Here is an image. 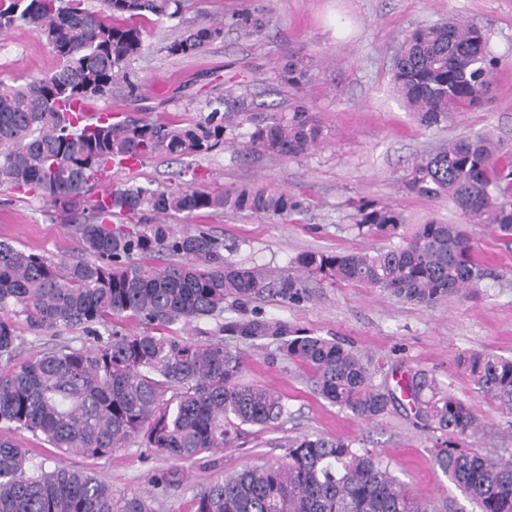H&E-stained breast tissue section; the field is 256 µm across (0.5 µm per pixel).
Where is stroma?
Returning a JSON list of instances; mask_svg holds the SVG:
<instances>
[{
	"mask_svg": "<svg viewBox=\"0 0 512 512\" xmlns=\"http://www.w3.org/2000/svg\"><path fill=\"white\" fill-rule=\"evenodd\" d=\"M261 6L271 11L268 27L244 34L235 17ZM206 18L222 20L224 35L190 57L166 53L165 44L175 36L169 23L147 26L146 49L127 68L138 87L137 98L120 88L98 106L123 118L196 122L208 114L209 100L242 84L264 105L243 123L244 131L267 112L288 117L300 106L319 121L320 143L296 158L254 150L240 136L233 145L199 156L179 161L156 156L136 169L115 167L109 172L107 185L146 186L178 183L179 171L188 168L196 175V186L209 191L257 185L300 201V210L285 219L248 211L174 218V225L198 224L222 239L227 261L284 269L307 250L382 246V239L356 225V207L363 202L393 207L410 230L434 219L466 224L450 200L408 193L405 182L413 165L442 143L476 132L491 135L502 155L512 157V0H190L182 15L187 26ZM451 18L477 25L488 37L501 62L495 101L425 127L394 91L393 61L409 30ZM292 55L310 75L300 92L274 79L275 69ZM58 65V58L27 26L0 36V80L38 78ZM467 226L481 265L492 273L482 282L479 298H451L425 308L363 286L339 285L317 289L314 300L300 306L265 300L261 308L268 318L351 346L376 369V383L389 389H396L400 376L425 372L442 391L472 404L482 418V431L465 441V449L512 456V409L485 397L458 367L460 355L471 350L512 357V240L483 224ZM0 240L57 261L81 254L71 227L45 200L4 188ZM18 334V365L59 345L92 344L79 331L37 337L22 326ZM224 343L242 351L244 381L279 392L288 412L275 427L248 430L235 447L218 453V467L203 458L174 464L138 440L110 456L91 459L59 453L27 432L14 439L31 449L46 469H91L115 493L150 494L155 512H188L193 495L210 480L248 465L283 460L289 440L303 435L337 436L379 454L415 497L439 512L463 506L459 491L431 465L438 449L436 434L424 428L406 398L397 397L378 423L366 424L318 396L309 372L284 359L275 341L253 346L228 336ZM173 468L178 471L174 485L154 486L155 475Z\"/></svg>",
	"mask_w": 512,
	"mask_h": 512,
	"instance_id": "stroma-1",
	"label": "stroma"
}]
</instances>
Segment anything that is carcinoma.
<instances>
[{
	"mask_svg": "<svg viewBox=\"0 0 512 512\" xmlns=\"http://www.w3.org/2000/svg\"><path fill=\"white\" fill-rule=\"evenodd\" d=\"M188 0H0V32L27 24L62 61L54 72L24 84L0 81V186L33 194L64 216L90 211L73 225L83 255L57 262L0 240V362L11 363L21 344L16 320L38 335L80 330L89 348L61 346L0 372V512H153L144 495H117L90 469L50 471L7 433L30 432L63 454L109 456L139 439L175 462L231 448L245 427L275 426L286 406L274 390L243 382L244 355L215 341L171 334L177 323L215 318L231 302L242 312L218 331L255 344L279 342L287 359L307 368L318 394L360 421L383 418L393 392L351 348L319 336L294 334L254 303L276 298L309 301V281L350 283L404 302L434 307L451 296L477 293L486 272L473 258L460 224L430 221L411 234L389 206L363 204L357 225L387 241L367 250L304 251L292 269L238 266L225 261L224 242L205 230L176 232L165 220L230 207L286 218L299 202L286 193L246 187L235 193L188 186L101 187L106 167L134 157L174 159L209 153L226 143L234 117L253 111L249 88L225 91L195 123L156 122L102 115L96 105L128 81L127 65L144 50L141 24L182 15ZM269 23L268 10L238 16L245 33ZM212 20L180 32L166 46L171 56L195 55L223 37ZM499 61L479 28L458 19L419 27L404 36L394 61V88L417 121L434 126L451 112L481 108L494 98ZM275 78L300 90L308 82L290 57ZM322 138L320 125L298 109L272 114L249 134L251 145L288 157L306 154ZM487 135L454 139L422 157L406 181L419 196L451 200L473 224L512 239V161H497ZM154 224H114L140 212ZM176 258L160 262V254ZM135 321L140 329L126 327ZM484 396L512 408V359L479 351L459 360ZM415 415L448 437L431 458L474 512H512V457L471 452L481 418L469 403L442 394L436 380L415 372L399 385ZM190 512H438L415 498L390 465L338 437L288 441L282 462L247 466L207 483Z\"/></svg>",
	"mask_w": 512,
	"mask_h": 512,
	"instance_id": "carcinoma-1",
	"label": "carcinoma"
}]
</instances>
